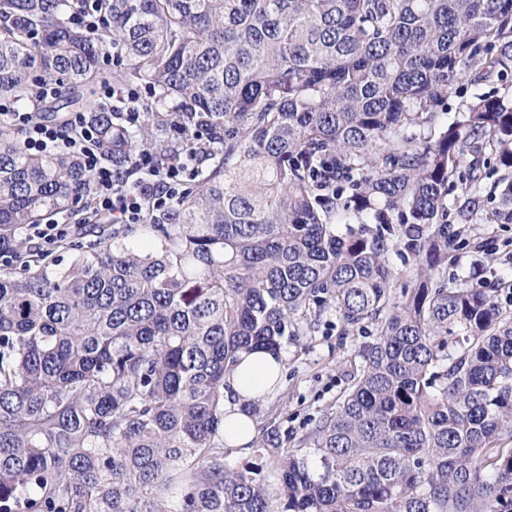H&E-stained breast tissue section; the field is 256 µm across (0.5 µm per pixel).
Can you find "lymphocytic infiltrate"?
Listing matches in <instances>:
<instances>
[{"instance_id":"obj_1","label":"lymphocytic infiltrate","mask_w":512,"mask_h":512,"mask_svg":"<svg viewBox=\"0 0 512 512\" xmlns=\"http://www.w3.org/2000/svg\"><path fill=\"white\" fill-rule=\"evenodd\" d=\"M0 113L10 116L24 129L28 152L56 150L80 154L97 187L93 208L111 223H140L146 212L170 209L185 194V166L158 168L146 155L137 161L139 177L131 182L122 180L101 162L95 149L96 129L88 113H71L64 128L44 124L35 113L20 111L14 103L5 100H0Z\"/></svg>"}]
</instances>
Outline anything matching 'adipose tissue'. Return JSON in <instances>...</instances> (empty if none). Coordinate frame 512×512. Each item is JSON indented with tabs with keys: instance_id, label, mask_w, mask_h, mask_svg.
Returning a JSON list of instances; mask_svg holds the SVG:
<instances>
[{
	"instance_id": "1",
	"label": "adipose tissue",
	"mask_w": 512,
	"mask_h": 512,
	"mask_svg": "<svg viewBox=\"0 0 512 512\" xmlns=\"http://www.w3.org/2000/svg\"><path fill=\"white\" fill-rule=\"evenodd\" d=\"M284 365L267 350L243 355L224 379V441L239 456H247L256 435V423L243 413V403L268 396L280 387Z\"/></svg>"
}]
</instances>
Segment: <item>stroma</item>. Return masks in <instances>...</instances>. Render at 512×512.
Returning a JSON list of instances; mask_svg holds the SVG:
<instances>
[{
  "mask_svg": "<svg viewBox=\"0 0 512 512\" xmlns=\"http://www.w3.org/2000/svg\"><path fill=\"white\" fill-rule=\"evenodd\" d=\"M464 245L448 259V285H470L493 294L504 311L512 312V224H485L481 219L461 225ZM373 327L344 333L335 314H325L316 332L285 341L286 372L276 394L261 401L264 417L279 422L292 440L302 439L320 413L334 409L349 383L359 344Z\"/></svg>",
  "mask_w": 512,
  "mask_h": 512,
  "instance_id": "1",
  "label": "stroma"
}]
</instances>
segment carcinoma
<instances>
[{"label": "carcinoma", "instance_id": "carcinoma-1", "mask_svg": "<svg viewBox=\"0 0 512 512\" xmlns=\"http://www.w3.org/2000/svg\"><path fill=\"white\" fill-rule=\"evenodd\" d=\"M0 0V99L63 126L84 108L97 153L188 154L198 180L141 224L88 221L77 154H30L0 116V512H512V314L448 288L456 220L484 211L482 157L512 169V0ZM112 80L152 100L132 129L92 100ZM61 87L56 101L34 95ZM82 204L54 270L23 235ZM487 224H512V179ZM417 287L393 294L391 254ZM336 313L375 325L336 403L293 448L271 421L224 456V377ZM453 336L454 350L448 348ZM68 23L76 28L97 32L107 28L109 21L98 0H84L83 7L68 16Z\"/></svg>", "mask_w": 512, "mask_h": 512}]
</instances>
